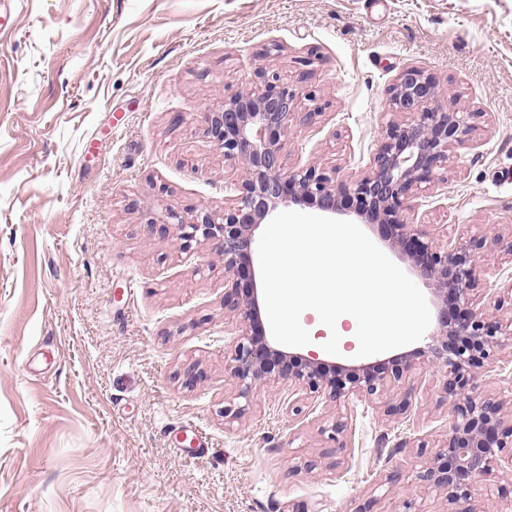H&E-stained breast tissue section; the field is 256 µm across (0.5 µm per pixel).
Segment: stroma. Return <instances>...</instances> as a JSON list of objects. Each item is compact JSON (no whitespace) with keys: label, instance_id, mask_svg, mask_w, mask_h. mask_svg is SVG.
Masks as SVG:
<instances>
[{"label":"stroma","instance_id":"stroma-1","mask_svg":"<svg viewBox=\"0 0 512 512\" xmlns=\"http://www.w3.org/2000/svg\"><path fill=\"white\" fill-rule=\"evenodd\" d=\"M410 66L481 115L417 223L457 247L512 235V0H15L0 32V512H446L418 480L448 428L441 368L395 388L412 394L399 418L323 397L297 416L284 382L242 402L222 256L148 226L162 203L223 214L244 173L200 115L255 72H308L327 104L292 127L287 166L354 177ZM502 487L505 458L475 487L479 512H512Z\"/></svg>","mask_w":512,"mask_h":512}]
</instances>
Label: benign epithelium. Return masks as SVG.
<instances>
[{
	"label": "benign epithelium",
	"mask_w": 512,
	"mask_h": 512,
	"mask_svg": "<svg viewBox=\"0 0 512 512\" xmlns=\"http://www.w3.org/2000/svg\"><path fill=\"white\" fill-rule=\"evenodd\" d=\"M389 107L400 115L382 126L368 169L350 180L314 164L292 169L284 160L285 137L295 123L321 115L315 91L278 73L259 71L245 89L224 98L204 113V135L224 149V162L241 166L246 178L217 218L201 213L186 222L170 205L162 206L148 225L172 233L180 248L211 242L224 256V314L235 320L236 345L224 357V368L239 384V396L286 381L334 401L356 399L373 404L399 386L423 359L444 369L443 399L448 402V430L438 445L444 463L418 480L444 495L448 512H477L475 485L492 471L498 453L512 445V397L474 391V369L488 371L512 346V319L487 312L503 307L496 294L512 293V279L500 282L493 267L478 270L477 253L487 245L512 261V239L496 233L475 238L467 248L442 244L413 222L412 202L424 188L447 181L452 154L471 145L480 112L450 110L436 99V81L420 67L401 71L388 88ZM315 205L332 214H354L380 229L391 249L411 263L413 271L434 286L437 326L432 343L360 365L301 361L266 336L261 315L262 293L253 272L256 231L281 205ZM500 287L478 290L480 280ZM411 393L387 402V416L405 415Z\"/></svg>",
	"instance_id": "obj_1"
}]
</instances>
